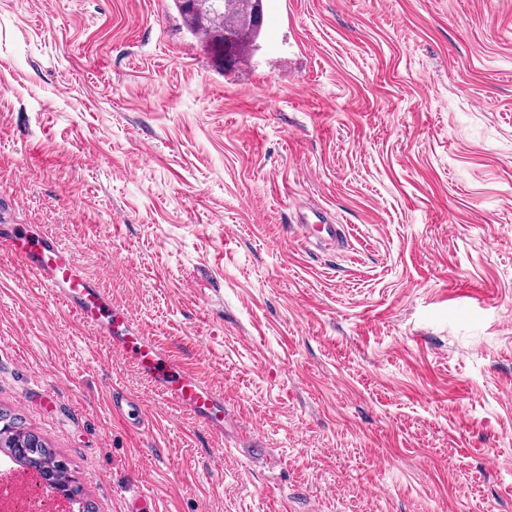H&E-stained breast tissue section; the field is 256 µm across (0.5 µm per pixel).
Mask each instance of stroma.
<instances>
[{
  "label": "stroma",
  "mask_w": 512,
  "mask_h": 512,
  "mask_svg": "<svg viewBox=\"0 0 512 512\" xmlns=\"http://www.w3.org/2000/svg\"><path fill=\"white\" fill-rule=\"evenodd\" d=\"M264 6L248 70L173 0H0V224L68 247L238 437L2 253L0 410L94 512H512V0ZM312 207L340 248L296 234ZM112 408L133 425H140L143 421L140 402L122 392L114 390L112 394Z\"/></svg>",
  "instance_id": "obj_1"
}]
</instances>
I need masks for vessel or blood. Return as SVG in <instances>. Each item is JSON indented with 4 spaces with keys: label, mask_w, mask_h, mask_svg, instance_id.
<instances>
[{
    "label": "vessel or blood",
    "mask_w": 512,
    "mask_h": 512,
    "mask_svg": "<svg viewBox=\"0 0 512 512\" xmlns=\"http://www.w3.org/2000/svg\"><path fill=\"white\" fill-rule=\"evenodd\" d=\"M298 230L305 243L333 244L340 238L338 225L326 214L312 210L301 214ZM0 250L18 258L26 268L86 323L104 330L112 347L128 359L152 386L177 406L188 410L216 436L226 432L224 398L205 387L160 354L144 336L126 329L130 321L124 309L75 268L70 252L50 237H32L26 228L12 224L0 228ZM112 407L131 424H141V405L122 392H113Z\"/></svg>",
    "instance_id": "vessel-or-blood-1"
}]
</instances>
